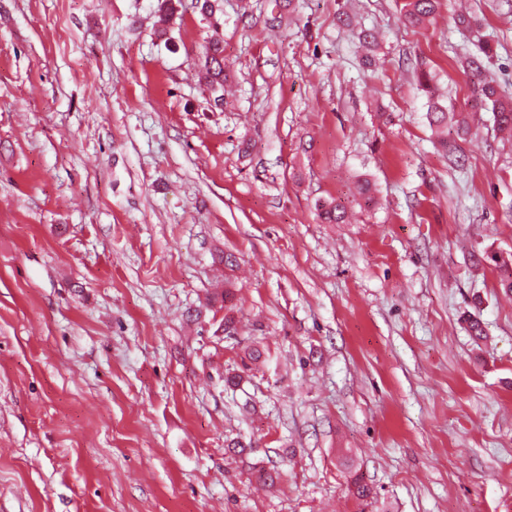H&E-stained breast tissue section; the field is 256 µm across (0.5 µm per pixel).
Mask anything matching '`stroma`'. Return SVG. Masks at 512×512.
<instances>
[{
  "label": "stroma",
  "mask_w": 512,
  "mask_h": 512,
  "mask_svg": "<svg viewBox=\"0 0 512 512\" xmlns=\"http://www.w3.org/2000/svg\"><path fill=\"white\" fill-rule=\"evenodd\" d=\"M400 3L222 0L219 102L190 2L0 0V512H512V0ZM399 20L404 25L417 26L429 21L437 12L438 0H404ZM489 46L483 47L480 51L485 57L473 55L468 57L466 62V70L472 75H481L482 79L474 86L473 93L475 99L482 107L490 106L491 112L494 114L495 124L502 132H512V97L503 96L493 81L483 78L487 70L489 56L487 49ZM451 114V116H450ZM430 128L436 134H442L444 129L448 130V120L454 121L456 125V135L461 139L467 134V123L464 118L456 119L454 112H448V106L441 99L435 97L434 94L428 100V110L426 113Z\"/></svg>",
  "instance_id": "1"
}]
</instances>
